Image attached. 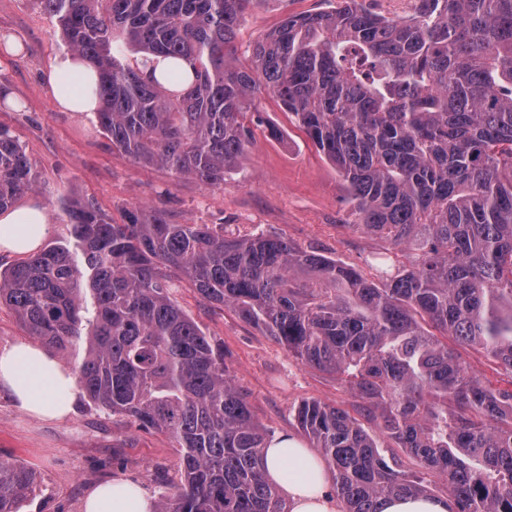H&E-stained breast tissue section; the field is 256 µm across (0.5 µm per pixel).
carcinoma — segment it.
<instances>
[{
	"label": "carcinoma",
	"mask_w": 512,
	"mask_h": 512,
	"mask_svg": "<svg viewBox=\"0 0 512 512\" xmlns=\"http://www.w3.org/2000/svg\"><path fill=\"white\" fill-rule=\"evenodd\" d=\"M254 2L40 0L98 74L113 149L217 188L264 125L252 105L266 90L348 183L354 224L414 250L410 265L373 276L264 232L227 236L138 204L117 224L72 199L69 238L0 270V306L72 364L89 401L175 439L181 486L154 512H288L265 475L271 435L233 386L224 343L171 297L177 281L336 376L416 459L403 470L347 411L301 402L297 425L343 512L429 497L438 482L455 512H512V0H415L409 19L341 0L287 17L245 69L236 29ZM155 55L173 60L165 79L142 69ZM174 78L187 87L171 91ZM36 187L0 125V211ZM450 339L509 380L471 371ZM33 485L1 460L0 512H19Z\"/></svg>",
	"instance_id": "1"
}]
</instances>
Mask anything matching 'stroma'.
<instances>
[{
  "label": "stroma",
  "instance_id": "obj_1",
  "mask_svg": "<svg viewBox=\"0 0 512 512\" xmlns=\"http://www.w3.org/2000/svg\"><path fill=\"white\" fill-rule=\"evenodd\" d=\"M336 3L255 0L236 31L240 63H248L253 44L288 16ZM1 34L12 37L17 50L0 53V85L12 94L11 100L0 99V124L19 138L38 176L31 198L55 218L52 239L68 235L58 221L61 200L90 198L117 223L124 206L140 203L164 210L174 224H220L234 235L263 231L363 269L386 250V242L349 223L351 204L342 178L274 95L259 94L254 103L282 130V138L256 129L246 159L220 188L210 189L131 162L113 150L96 122L54 106L46 73L66 48L57 20L39 0H0ZM174 296L207 334L223 341L235 387L269 432L298 434L295 409L305 400L352 406L351 395L333 375L301 364L232 310L210 308L186 287ZM0 460L25 465L36 475L21 512H82L85 497L115 478L154 495L180 485V455L168 434L138 430L132 418L100 410L84 397L71 417L52 420L24 413L0 389Z\"/></svg>",
  "mask_w": 512,
  "mask_h": 512
}]
</instances>
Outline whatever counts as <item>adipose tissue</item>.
Masks as SVG:
<instances>
[{
	"mask_svg": "<svg viewBox=\"0 0 512 512\" xmlns=\"http://www.w3.org/2000/svg\"><path fill=\"white\" fill-rule=\"evenodd\" d=\"M74 72L83 78L77 88L65 81ZM95 79V71L85 61L70 54L57 56L47 76L54 105L81 118H94L99 109L92 90ZM53 228L48 210L33 201L1 212L0 254H34ZM0 387L12 394L22 411L50 419L67 418L79 392L71 370L52 351L24 342L0 351ZM263 456L266 475L287 497L291 512H341L339 502L322 492L326 464L296 437H274ZM304 466L313 469V479L301 474ZM153 508L154 500L143 487L122 479L97 486L83 503V512H153Z\"/></svg>",
	"mask_w": 512,
	"mask_h": 512,
	"instance_id": "ef3b65f1",
	"label": "adipose tissue"
}]
</instances>
